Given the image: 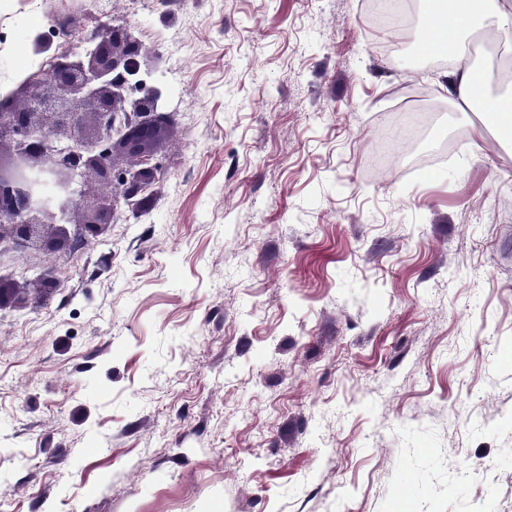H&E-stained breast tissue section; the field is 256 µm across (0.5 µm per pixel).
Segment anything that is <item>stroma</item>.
Returning <instances> with one entry per match:
<instances>
[{
	"label": "stroma",
	"instance_id": "obj_1",
	"mask_svg": "<svg viewBox=\"0 0 512 512\" xmlns=\"http://www.w3.org/2000/svg\"><path fill=\"white\" fill-rule=\"evenodd\" d=\"M364 8L0 5L4 93L120 18L173 117L148 210L0 254V512H512V146Z\"/></svg>",
	"mask_w": 512,
	"mask_h": 512
}]
</instances>
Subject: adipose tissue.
I'll return each mask as SVG.
<instances>
[{"label": "adipose tissue", "instance_id": "1", "mask_svg": "<svg viewBox=\"0 0 512 512\" xmlns=\"http://www.w3.org/2000/svg\"><path fill=\"white\" fill-rule=\"evenodd\" d=\"M426 19L421 46L448 58L446 90L457 111L481 110L486 126L512 139V95L489 92L490 77L468 60L466 35L471 30L498 28L503 15L512 14V0H425Z\"/></svg>", "mask_w": 512, "mask_h": 512}]
</instances>
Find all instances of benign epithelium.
<instances>
[{
  "mask_svg": "<svg viewBox=\"0 0 512 512\" xmlns=\"http://www.w3.org/2000/svg\"><path fill=\"white\" fill-rule=\"evenodd\" d=\"M128 24H106L92 47L52 58L0 98V243L72 250L98 237L122 203L145 208L167 168L153 152L170 115L162 90L130 76L148 56ZM78 226L70 233L68 226ZM0 277V308L27 305Z\"/></svg>",
  "mask_w": 512,
  "mask_h": 512,
  "instance_id": "benign-epithelium-1",
  "label": "benign epithelium"
}]
</instances>
